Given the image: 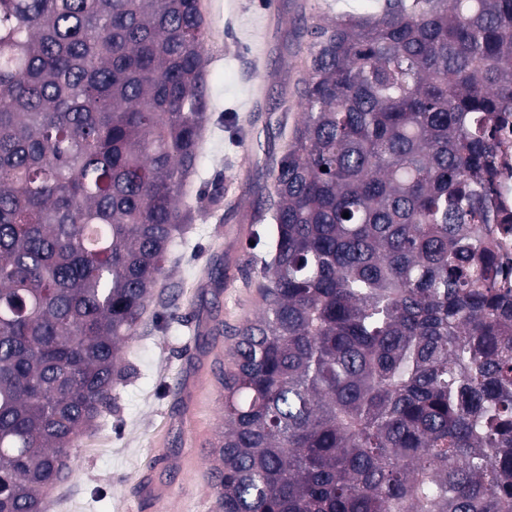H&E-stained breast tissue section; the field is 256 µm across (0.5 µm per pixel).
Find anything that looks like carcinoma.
Masks as SVG:
<instances>
[{"mask_svg":"<svg viewBox=\"0 0 512 512\" xmlns=\"http://www.w3.org/2000/svg\"><path fill=\"white\" fill-rule=\"evenodd\" d=\"M306 34L262 309L219 374L215 512H512V288L484 228L512 224V0ZM209 35L199 0H0V512H41L112 408L191 220ZM505 138L510 149L502 160L499 202L506 211L510 212L512 210V119L511 126L509 125L506 130Z\"/></svg>","mask_w":512,"mask_h":512,"instance_id":"1","label":"carcinoma"}]
</instances>
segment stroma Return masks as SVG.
<instances>
[{
	"mask_svg": "<svg viewBox=\"0 0 512 512\" xmlns=\"http://www.w3.org/2000/svg\"><path fill=\"white\" fill-rule=\"evenodd\" d=\"M381 0H200L208 122L182 189L194 220L171 246L144 323L122 350L116 400L83 438L44 512H214L206 479L223 426L219 369L233 362L234 329L260 310L257 270L267 258V168L299 120L298 32L318 19L377 12ZM220 195L217 208L200 198ZM224 260V283L209 272ZM177 316H169V307Z\"/></svg>",
	"mask_w": 512,
	"mask_h": 512,
	"instance_id": "stroma-1",
	"label": "stroma"
}]
</instances>
